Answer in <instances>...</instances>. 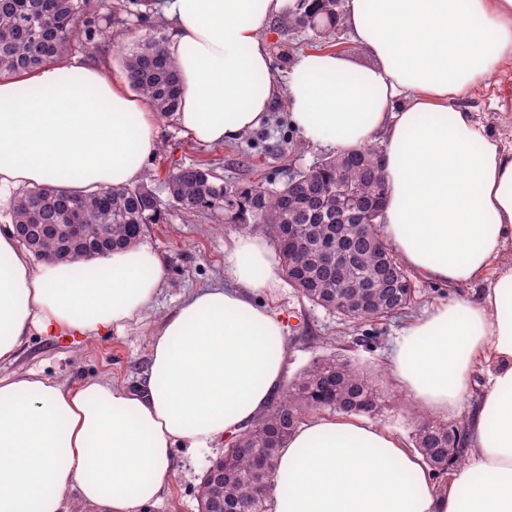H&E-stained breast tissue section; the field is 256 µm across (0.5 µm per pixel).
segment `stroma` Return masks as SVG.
<instances>
[{
    "instance_id": "obj_1",
    "label": "stroma",
    "mask_w": 512,
    "mask_h": 512,
    "mask_svg": "<svg viewBox=\"0 0 512 512\" xmlns=\"http://www.w3.org/2000/svg\"><path fill=\"white\" fill-rule=\"evenodd\" d=\"M115 0H93L100 26L111 27L116 40L101 38L88 43L77 41L72 55L102 65L113 81L127 85L122 53L139 40H167L168 30L156 7L131 6L113 14ZM294 11H287L270 25L273 42V73H281L297 50L324 48L345 52L360 65L369 64L367 55L356 51L346 26L314 32L295 24ZM288 102L284 95L272 101L271 117L262 128L238 142L206 148L196 144L174 117L159 120L161 147L146 166L144 182L158 196H165L164 181L169 170L204 165L217 183L249 185L255 182L281 186L289 173L302 171L328 155V148L300 142L286 120ZM254 224L225 221L207 211L183 212L167 207L164 220L148 225L141 238L163 259L167 277L142 322L123 333L96 338L76 337L56 340L31 334L14 361L0 363V378L33 371L40 376L71 386L86 380L113 381L138 387L146 375L150 338L162 320L191 293L220 287L224 279V249L234 238L257 233ZM413 300L404 312L360 326L341 320L336 313L307 300L288 281L256 293V301L278 313L287 336L285 382H292L313 362L325 356L349 360L371 379L380 393L381 407L367 415L369 423L384 426L405 440H412L417 424L428 413L403 392L388 371V353L400 330L421 315L426 306L446 298L447 289L428 281L413 279ZM226 441L208 449L178 448L174 451L171 485L160 501L142 512H198V487L206 470L222 456Z\"/></svg>"
}]
</instances>
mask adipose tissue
Returning a JSON list of instances; mask_svg holds the SVG:
<instances>
[{"instance_id": "ef3b65f1", "label": "adipose tissue", "mask_w": 512, "mask_h": 512, "mask_svg": "<svg viewBox=\"0 0 512 512\" xmlns=\"http://www.w3.org/2000/svg\"><path fill=\"white\" fill-rule=\"evenodd\" d=\"M295 3L162 0L176 119L199 145L229 144L266 125L281 93L303 143L384 142L382 233L414 276L455 292L401 331L389 370L433 415L464 413L465 451L438 482L386 429L315 416L278 451L273 512H512V146L459 107L512 66V0H346L373 66L304 50L276 77L270 23ZM159 148L150 102L101 66L66 56L0 75V190L130 186ZM224 274L232 289L196 292L164 318L139 390L0 378V512H63L73 489L89 512H138L169 487L174 449L213 447L257 417L286 373L282 321L252 299L278 282L265 236L236 238ZM165 280L146 245L37 266L0 230V363L35 332L124 331Z\"/></svg>"}]
</instances>
